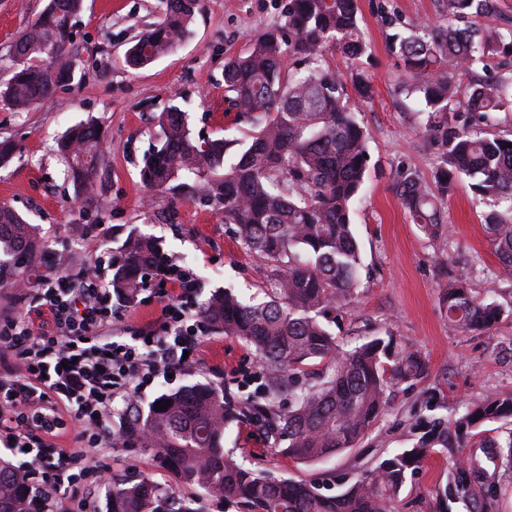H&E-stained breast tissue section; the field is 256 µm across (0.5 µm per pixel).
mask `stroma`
Listing matches in <instances>:
<instances>
[{"label":"stroma","mask_w":512,"mask_h":512,"mask_svg":"<svg viewBox=\"0 0 512 512\" xmlns=\"http://www.w3.org/2000/svg\"><path fill=\"white\" fill-rule=\"evenodd\" d=\"M48 0H0V54L43 11ZM285 0H202L177 51L131 68L124 54L131 37L160 16L159 0H84L74 18L70 60L74 77L57 88L41 108L0 109V137L15 141L13 158L0 166V204L39 225L44 259L29 273L38 284L50 272L77 274L95 259L110 263L134 228L152 234L190 274L197 302L232 289L243 301L260 302L262 261L245 252L232 225L203 195H152L140 177L143 159L159 144L155 115L177 106L188 114L194 137H241L224 102V66L244 54L251 39L277 27ZM358 16L370 45L359 62L375 88L373 100L353 96L349 105L369 134L370 163L362 199L353 214L363 268L358 295L337 312L331 330L339 344L354 347L373 335L392 334L397 347L418 350L428 366L425 378L394 389L372 431L354 448L331 461L302 464L276 449L257 426L227 429L224 447L247 467L274 478L353 479L402 449L412 447L429 421L450 419L463 404L512 394V277L501 267L482 229L485 210L469 180L457 182L440 205L449 235L432 238L413 224L395 189L400 170L431 179L436 147L423 134L425 117L417 97H406L403 64L387 46L388 20L437 22L446 0H358ZM90 121L103 134V162L91 200L78 197L66 177L56 143L72 125ZM470 272L477 297H491L503 310L483 332H462L448 321L442 296L454 273L447 257ZM165 299L150 284L120 321L134 332L157 318ZM203 362L169 379L157 378L141 404L193 383H219L238 399L254 393L263 367L251 347L236 338L207 331L201 339ZM104 475L95 487L79 489L82 512H106L114 481L129 475L191 500L195 512H228L223 499L179 484L147 448L109 447L95 454ZM453 455L433 453L409 477L391 512H439Z\"/></svg>","instance_id":"35a3bbf8"}]
</instances>
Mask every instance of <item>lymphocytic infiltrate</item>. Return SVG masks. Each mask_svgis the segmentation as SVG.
<instances>
[{"label":"lymphocytic infiltrate","mask_w":512,"mask_h":512,"mask_svg":"<svg viewBox=\"0 0 512 512\" xmlns=\"http://www.w3.org/2000/svg\"><path fill=\"white\" fill-rule=\"evenodd\" d=\"M162 288L157 327L128 340L112 327L118 312L94 269L42 277L33 297L50 316L51 330L35 329L23 316L0 319V445L26 453L40 488L64 496L80 474H95L89 452L112 442L116 397L136 401L158 376L199 363L194 284L167 277ZM73 422L81 426L73 445L56 447Z\"/></svg>","instance_id":"lymphocytic-infiltrate-1"}]
</instances>
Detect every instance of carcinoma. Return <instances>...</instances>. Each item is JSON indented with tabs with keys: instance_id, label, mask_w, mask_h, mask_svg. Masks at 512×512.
<instances>
[{
	"instance_id": "carcinoma-1",
	"label": "carcinoma",
	"mask_w": 512,
	"mask_h": 512,
	"mask_svg": "<svg viewBox=\"0 0 512 512\" xmlns=\"http://www.w3.org/2000/svg\"><path fill=\"white\" fill-rule=\"evenodd\" d=\"M83 0H49L11 47L0 103L29 111L71 81L68 61L72 19ZM161 18L131 41L125 62L140 67L177 49L199 0H162ZM495 0H448L440 23L423 22L390 35V49L410 77L406 94L418 95L424 132L440 152L428 184L400 172L396 192L412 221L428 236L444 234L439 202L457 180H472L475 197L489 206L484 231L504 271L512 275V139L487 134L495 114L512 108V30L494 23ZM467 18L484 23L460 28ZM337 48L351 65L341 76L321 65ZM357 0H287L278 27L258 34L243 56L224 67V99L247 140L192 136L183 110L157 117L163 137L146 157L141 178L159 192L201 189L236 228L241 246L264 260L268 300L244 304L231 292L212 294L200 315L211 329L253 347L263 364L266 404L236 402L221 384H193L151 402L123 409L119 441L153 448L159 464L203 495L220 496L242 512H387L408 476L433 451L458 453L441 492L446 512L466 500L489 512L498 496L487 464L512 467V428L485 434L483 425L512 420V396L468 405L453 419L434 421L411 448L388 457L341 490L327 493L316 481L270 479L224 450L225 431L257 423L286 444L302 463H317L354 447L381 415L386 393L422 378L427 363L413 349H396L392 336H370L342 348L329 329L336 304L354 298L361 268L352 230L354 205L368 172L367 130L348 106L349 92L363 100L372 82L358 69L368 54ZM102 133L78 124L58 143L74 187L94 193ZM36 225L0 205V288L23 281L39 262ZM174 271L158 240L131 230L112 261V296L134 302L148 277ZM457 271L443 304L448 321L464 331H484L501 317L495 302L466 288ZM318 365L320 369L312 370ZM288 394V410L276 400ZM471 447L477 452L466 454ZM49 498L27 475L0 458V512H49ZM106 512H193L173 490L146 477H127L108 490Z\"/></svg>"
}]
</instances>
